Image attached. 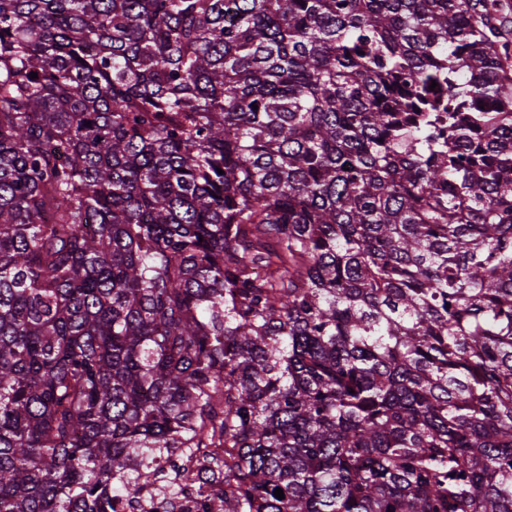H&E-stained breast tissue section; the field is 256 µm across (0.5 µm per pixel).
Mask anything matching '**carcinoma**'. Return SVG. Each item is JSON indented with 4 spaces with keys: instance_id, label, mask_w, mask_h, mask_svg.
<instances>
[{
    "instance_id": "obj_1",
    "label": "carcinoma",
    "mask_w": 512,
    "mask_h": 512,
    "mask_svg": "<svg viewBox=\"0 0 512 512\" xmlns=\"http://www.w3.org/2000/svg\"><path fill=\"white\" fill-rule=\"evenodd\" d=\"M508 33L0 0V512H512Z\"/></svg>"
}]
</instances>
